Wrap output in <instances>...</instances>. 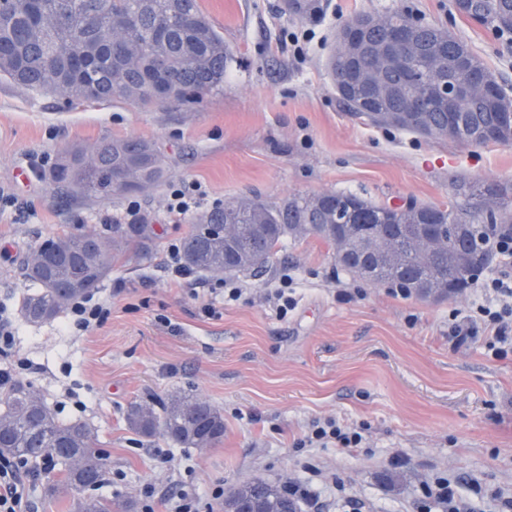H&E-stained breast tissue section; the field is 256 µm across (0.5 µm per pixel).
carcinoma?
<instances>
[{
    "mask_svg": "<svg viewBox=\"0 0 512 512\" xmlns=\"http://www.w3.org/2000/svg\"><path fill=\"white\" fill-rule=\"evenodd\" d=\"M37 25L24 11L3 4V12L15 17L12 25L0 23V79L30 91L66 98L72 103H99L124 99L141 106L159 103L145 80L157 62L165 64L172 82L167 100L198 104L224 85L229 51L224 33L216 29L200 8L199 0H49ZM460 12L480 25L512 35V0H466L457 3ZM117 21V37L140 49L137 63L127 64L112 53L96 48L106 34L107 19ZM411 20L403 11L378 18L374 36L386 35L388 26ZM448 42V51L463 45L451 31L432 25L420 27L419 51L408 62L409 71H386L384 82L399 86L396 95L379 98L377 110L398 111L406 103L440 87L442 67L432 59L438 39ZM470 69L460 73L468 80L480 73L496 82L484 62L469 57ZM337 94L352 107L354 115L375 126V119L343 92L350 77L344 54L332 52L329 60ZM497 113L485 97L473 94L463 115V128L455 137L465 142L471 129L488 133L484 144L497 143L494 130ZM427 129L405 130L438 139L448 138V111L434 109L426 116ZM63 176L55 185L95 201L114 192H143L163 183L168 175L165 160L143 139L103 141L64 153L56 163ZM512 223V183L497 181L454 186L448 204L428 205L410 201L397 206H379L346 192L316 195L293 194L276 204L257 196H244L224 203L200 218L183 238L185 264L194 270L224 274L248 270L266 271L277 248L288 240L319 237L336 247V263L348 271L366 269L367 281L390 282L412 292L438 297L448 289L470 286L494 258L484 244L491 224ZM224 225V232L213 230ZM410 224L436 225L438 246L407 230ZM104 245L94 248L85 232L64 233L41 241L32 251L25 277L36 289L23 296L20 310L31 324H41L61 315L68 303L97 288L120 255L132 253L145 261L156 248L151 224H114ZM127 424L143 437L161 434L183 448H210L224 437V418L208 401L180 393L170 395L155 407L133 403L127 409ZM95 434L83 421L63 422L34 388L16 383L0 404V453L38 459L58 449L56 464L60 479L48 486L50 496L71 499V512H112V504L100 497L81 495L101 480L105 458L95 448ZM263 499V512H300L299 502L277 485L262 481L244 484L224 498V505L245 499L252 491Z\"/></svg>",
    "mask_w": 512,
    "mask_h": 512,
    "instance_id": "1",
    "label": "carcinoma"
}]
</instances>
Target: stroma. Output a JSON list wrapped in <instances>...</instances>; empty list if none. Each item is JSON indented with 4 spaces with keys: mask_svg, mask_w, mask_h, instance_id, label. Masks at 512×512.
<instances>
[{
    "mask_svg": "<svg viewBox=\"0 0 512 512\" xmlns=\"http://www.w3.org/2000/svg\"><path fill=\"white\" fill-rule=\"evenodd\" d=\"M224 34L230 60L224 85L201 104L144 109L115 99L83 106L0 79V189L17 204L0 212V302L19 306L30 289L24 267L43 239L77 226L108 235L101 219L139 200L154 224L147 261L119 257L111 278L129 291L113 299L99 329L82 336L65 317L19 321L17 351L30 382L63 421L81 420L98 436L106 472L97 492L125 512L140 489L162 499L182 489L200 503L216 485L233 491L252 479L306 480L296 441L308 424L334 415L371 427L370 451L316 448L312 456L344 481L321 491L323 512H426L422 484L444 473L491 486L512 484V357L484 340L452 351L450 311L485 302L477 287L462 297L425 301L390 295L341 270L333 246L290 241L264 276L231 274L246 298L200 301L166 280L169 243L198 223L162 220L169 185L197 182L207 199L259 194L275 203L292 194L351 192L378 205L447 201L466 181L512 182V145L472 147L356 118L337 96L326 62L339 25L360 13L395 10L453 31L512 94V40L460 14L455 0H200ZM150 141L168 165L166 183L89 202L56 191L52 160L67 149L116 138ZM26 180H19L18 172ZM294 278L296 306L279 317L265 288L281 271ZM208 400L224 417L211 448L145 438L126 421L130 404L174 393Z\"/></svg>",
    "mask_w": 512,
    "mask_h": 512,
    "instance_id": "35a3bbf8",
    "label": "stroma"
}]
</instances>
